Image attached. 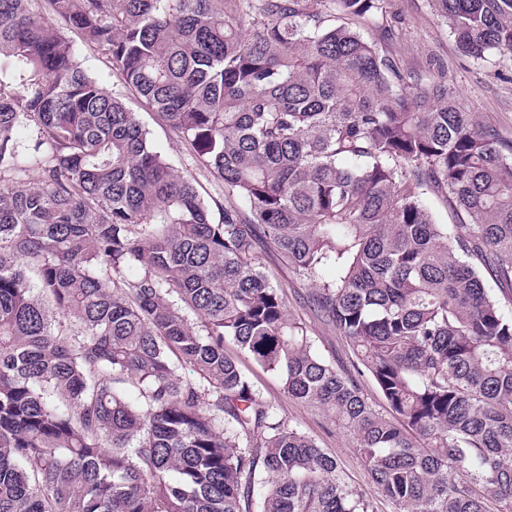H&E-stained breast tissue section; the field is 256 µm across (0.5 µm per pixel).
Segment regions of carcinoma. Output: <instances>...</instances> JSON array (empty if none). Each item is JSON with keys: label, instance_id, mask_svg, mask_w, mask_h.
Masks as SVG:
<instances>
[{"label": "carcinoma", "instance_id": "1", "mask_svg": "<svg viewBox=\"0 0 512 512\" xmlns=\"http://www.w3.org/2000/svg\"><path fill=\"white\" fill-rule=\"evenodd\" d=\"M32 2L0 0V512H374L228 342L395 512H512V139L336 24L385 0H43L223 182L217 221ZM428 2L463 55L512 56V0ZM262 261L269 267L276 280L284 287L287 294L288 308L300 316L307 325L308 335L311 338L315 352L336 366L347 365V350L336 332L315 318L309 307L310 282L296 278L288 266L274 253H262ZM227 350L238 358L256 388L267 400L278 405L281 415L290 424L314 438L321 448L336 458L342 475L349 483L364 490L373 499L375 512L394 511L393 505L382 498L377 489L370 484L351 437L336 425V422L302 403L289 399L283 392L281 380L276 374L263 370L249 358L238 353L233 344L228 343Z\"/></svg>", "mask_w": 512, "mask_h": 512}]
</instances>
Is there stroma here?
<instances>
[{"label":"stroma","mask_w":512,"mask_h":512,"mask_svg":"<svg viewBox=\"0 0 512 512\" xmlns=\"http://www.w3.org/2000/svg\"><path fill=\"white\" fill-rule=\"evenodd\" d=\"M353 26L371 40L379 38L381 27H391L395 38L387 42L385 48L397 56L404 68L424 71L430 63H440L452 75L467 111L479 113L485 123L495 127L503 137L512 139V58L494 56L476 61L461 55L446 24L434 15L428 0H386L384 15L355 20ZM80 54L84 69L114 94L124 98L133 111L139 112L152 141L173 158L180 170L196 179L213 210H221L223 184L191 158L186 146L178 142L164 122L141 108L102 51L84 44ZM262 260L284 287L291 312L306 323L315 352L336 365H346L347 350L342 340L331 327L316 319L309 307L311 283L297 279L274 253H264ZM239 362L260 393L278 405L281 415L290 424L314 438L321 448L336 458L349 483L373 499L375 512H394L393 505L370 484L352 439L342 428L318 411L289 399L276 374L263 370L244 356Z\"/></svg>","instance_id":"stroma-1"}]
</instances>
